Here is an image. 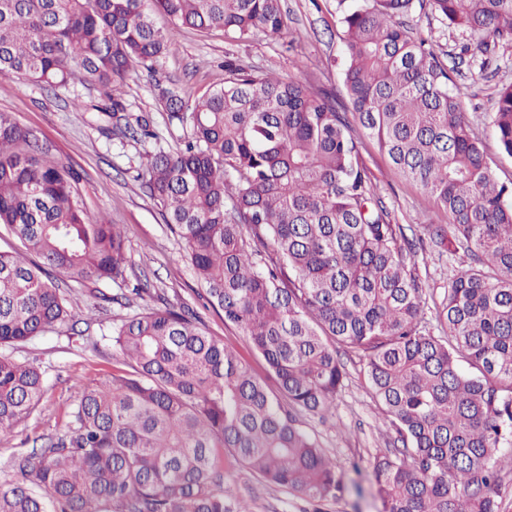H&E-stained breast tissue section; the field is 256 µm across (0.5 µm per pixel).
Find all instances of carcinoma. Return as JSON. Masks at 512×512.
I'll return each mask as SVG.
<instances>
[{
	"instance_id": "1",
	"label": "carcinoma",
	"mask_w": 512,
	"mask_h": 512,
	"mask_svg": "<svg viewBox=\"0 0 512 512\" xmlns=\"http://www.w3.org/2000/svg\"><path fill=\"white\" fill-rule=\"evenodd\" d=\"M415 4L468 33L464 55L512 51V0H363L340 17L349 114L233 57L191 105L157 85L168 120L190 133L179 153L151 156L145 186L202 298L249 336L277 388L188 307L115 313L112 348L129 370L87 383L66 432L12 458L0 512H237L226 453L319 503L336 490V467L293 412L333 413L348 351L400 443L372 463L383 512H498L512 448V183L471 135L434 41L405 25ZM181 28L233 42L288 33L282 0H0V76L64 88L79 73L108 97L96 109L112 131L132 134L109 90L152 67ZM353 121L448 216L423 225L432 246L471 257L437 311L442 336L424 326L418 252L371 181ZM492 127L512 157V85ZM73 181L0 113V226L22 243L0 252L1 347L72 322L68 280L115 284L96 298L121 309L143 298L127 285L123 228L90 216ZM44 392L39 367L0 357V431Z\"/></svg>"
}]
</instances>
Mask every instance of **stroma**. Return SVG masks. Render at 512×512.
Returning a JSON list of instances; mask_svg holds the SVG:
<instances>
[{
	"mask_svg": "<svg viewBox=\"0 0 512 512\" xmlns=\"http://www.w3.org/2000/svg\"><path fill=\"white\" fill-rule=\"evenodd\" d=\"M282 6L289 30L302 32V41L291 43L259 35L245 42H230L219 30L205 34L181 29L174 33L167 53L153 69L132 71L116 93L127 107L130 122L148 126L150 135L146 138L129 139L112 133L111 122L100 112H76L74 102L98 101L96 88L76 82L51 93L22 78L0 77V112L11 113L32 132L50 158L78 173L77 193L90 215H103L111 223L124 226L128 279L133 284L145 281L150 285L149 294L133 304V311L162 301L193 308L205 331L243 355L252 373L266 383L271 376L264 359L252 352L249 337L225 323L223 313L203 307L198 297L200 286L184 247L168 230L162 210L148 194L141 174L155 151L176 152L186 135L184 128L169 124L157 97V83L180 87L193 99L201 97L223 82L225 57L302 81L317 92H334L338 105H345L337 0H282ZM407 23L416 34L433 37L444 63L454 64L466 40L465 32L447 27L436 16L417 9ZM509 84L512 54H497L484 60L481 76L460 70L454 86L455 94L474 117V131L486 145L494 174L505 182L512 181V157L499 150L490 115L499 89ZM362 155L394 223H447V216L419 187L402 179L373 143L364 142ZM468 262L463 251L443 256L431 251L426 262L418 266L427 293L425 321L434 335L443 333L436 308L448 280ZM93 289L89 282L71 281L64 287L79 321L78 334L61 329L22 346L0 349L2 355L39 366L46 380V393L36 410L13 430L0 432V480L6 476L9 459L30 449L35 438L63 433L85 384L124 366L122 357L106 339L112 314L97 307ZM341 361L345 377L332 416H297L300 427L316 438L334 462L340 488L316 506L263 481L232 457H225L224 482L233 488L246 512H380L370 463L375 456L392 450L394 434L374 407L362 363L352 354L343 355Z\"/></svg>",
	"mask_w": 512,
	"mask_h": 512,
	"instance_id": "35a3bbf8",
	"label": "stroma"
}]
</instances>
